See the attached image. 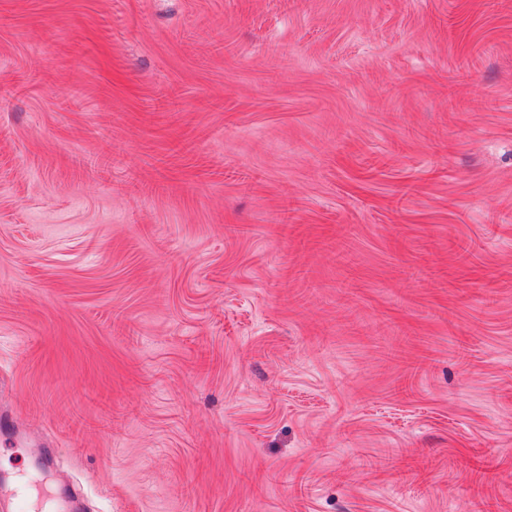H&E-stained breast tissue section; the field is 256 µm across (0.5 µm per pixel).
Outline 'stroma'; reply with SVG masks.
Instances as JSON below:
<instances>
[{"mask_svg":"<svg viewBox=\"0 0 512 512\" xmlns=\"http://www.w3.org/2000/svg\"><path fill=\"white\" fill-rule=\"evenodd\" d=\"M0 375L87 512H512V0H0Z\"/></svg>","mask_w":512,"mask_h":512,"instance_id":"1","label":"stroma"}]
</instances>
